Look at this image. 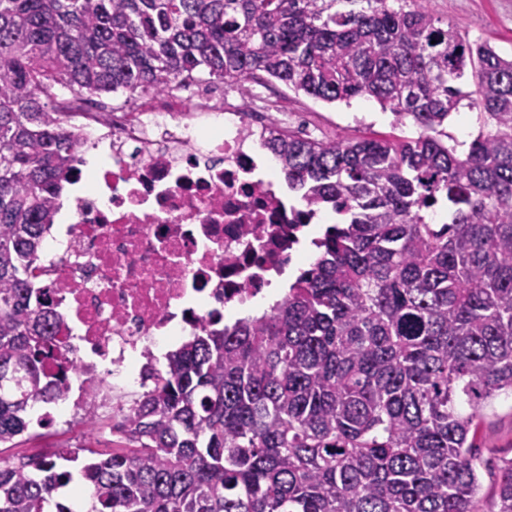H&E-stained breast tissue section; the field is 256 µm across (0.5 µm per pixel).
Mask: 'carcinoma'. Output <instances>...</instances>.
I'll return each mask as SVG.
<instances>
[{"instance_id":"1","label":"carcinoma","mask_w":512,"mask_h":512,"mask_svg":"<svg viewBox=\"0 0 512 512\" xmlns=\"http://www.w3.org/2000/svg\"><path fill=\"white\" fill-rule=\"evenodd\" d=\"M430 0H0V445L64 392L59 317L31 276L77 161L72 99L260 72L376 101L409 139L267 147L301 215L339 220L285 296L211 324L115 406L123 448L0 467V512H485L478 420L512 398V58ZM481 130L459 152L462 101ZM448 208L450 221L434 215ZM81 461L83 484L67 462ZM491 512H512V459Z\"/></svg>"}]
</instances>
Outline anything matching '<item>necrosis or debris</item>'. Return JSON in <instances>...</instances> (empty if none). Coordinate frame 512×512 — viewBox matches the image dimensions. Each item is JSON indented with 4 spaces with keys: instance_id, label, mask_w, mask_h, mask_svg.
<instances>
[{
    "instance_id": "1",
    "label": "necrosis or debris",
    "mask_w": 512,
    "mask_h": 512,
    "mask_svg": "<svg viewBox=\"0 0 512 512\" xmlns=\"http://www.w3.org/2000/svg\"><path fill=\"white\" fill-rule=\"evenodd\" d=\"M64 120L99 156L93 191L78 165L69 218L33 267L62 319L48 369L74 367L36 411L66 426L145 390L164 350L262 295L308 227L261 150L271 110L245 87L121 110L73 103Z\"/></svg>"
}]
</instances>
